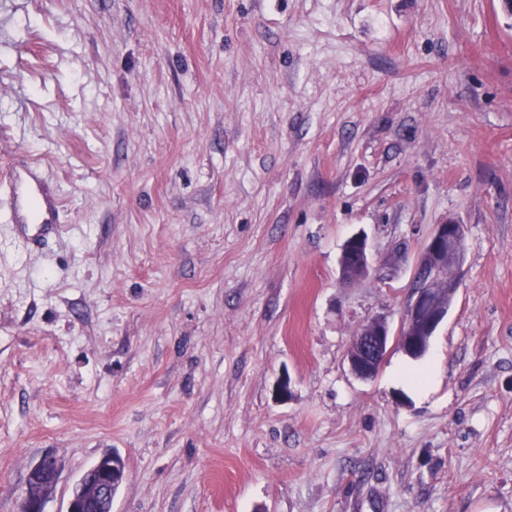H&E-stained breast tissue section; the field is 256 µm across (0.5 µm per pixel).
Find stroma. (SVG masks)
<instances>
[{
  "instance_id": "1",
  "label": "stroma",
  "mask_w": 512,
  "mask_h": 512,
  "mask_svg": "<svg viewBox=\"0 0 512 512\" xmlns=\"http://www.w3.org/2000/svg\"><path fill=\"white\" fill-rule=\"evenodd\" d=\"M23 155L63 215L28 244L0 186V512L48 452L66 512L107 451L112 512H512L502 0H0V165ZM446 222L460 286L413 358ZM360 231L400 262L348 286ZM464 239V227L456 223L438 224L430 235L418 263L405 323L398 336L404 352H425L436 329L447 317L458 288L448 272L463 261ZM390 338L386 318H373L351 342L347 353L350 371L360 379L373 377L387 352Z\"/></svg>"
}]
</instances>
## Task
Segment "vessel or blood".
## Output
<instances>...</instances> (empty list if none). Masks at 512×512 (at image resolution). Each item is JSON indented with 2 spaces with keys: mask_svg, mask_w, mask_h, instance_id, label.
Segmentation results:
<instances>
[{
  "mask_svg": "<svg viewBox=\"0 0 512 512\" xmlns=\"http://www.w3.org/2000/svg\"><path fill=\"white\" fill-rule=\"evenodd\" d=\"M7 179L13 188L12 216L14 223L34 225L46 230L60 222V206L46 189L36 163L28 162L12 168Z\"/></svg>",
  "mask_w": 512,
  "mask_h": 512,
  "instance_id": "vessel-or-blood-1",
  "label": "vessel or blood"
}]
</instances>
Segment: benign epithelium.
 I'll return each mask as SVG.
<instances>
[{"mask_svg":"<svg viewBox=\"0 0 512 512\" xmlns=\"http://www.w3.org/2000/svg\"><path fill=\"white\" fill-rule=\"evenodd\" d=\"M464 226L438 224L430 235L418 263L412 297L398 342L406 352L423 353L448 310L458 283L448 272L458 267L464 257ZM392 264L373 265L367 239L362 234L348 238L339 257L340 279L348 284L375 275H391ZM391 338L389 323L375 317L355 336L347 353L350 371L360 379L375 375L387 352ZM115 463L110 453L103 454L85 472L69 499L66 512H108L114 484ZM60 478L57 460L44 456L30 470L21 512H43L46 500L54 493Z\"/></svg>","mask_w":512,"mask_h":512,"instance_id":"obj_1","label":"benign epithelium"}]
</instances>
